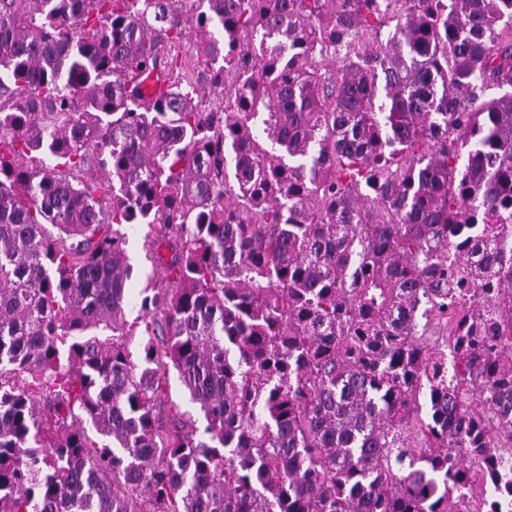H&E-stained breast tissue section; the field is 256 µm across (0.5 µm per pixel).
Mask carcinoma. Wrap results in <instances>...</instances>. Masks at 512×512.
Returning <instances> with one entry per match:
<instances>
[{
    "instance_id": "carcinoma-1",
    "label": "carcinoma",
    "mask_w": 512,
    "mask_h": 512,
    "mask_svg": "<svg viewBox=\"0 0 512 512\" xmlns=\"http://www.w3.org/2000/svg\"><path fill=\"white\" fill-rule=\"evenodd\" d=\"M502 437L512 0H0V512H512ZM159 228L154 226L149 228L147 225L142 224L138 226L136 231L130 232L129 241L127 245V252L130 257L131 263L139 273L137 280L133 283L132 292L136 295L146 285L155 288H164L167 283L162 281L153 273L152 263L150 261V253L148 246H146L147 239L153 238L158 232ZM150 275L151 279L148 281L147 276ZM154 344L159 352L163 362H167L166 373L164 377V399L162 400L157 413L164 421H168L175 414L187 413L196 420V425L202 431L205 425L203 414L200 413L198 406L190 401L189 395L185 390L178 371L173 367L169 359L164 357L166 344L161 336L155 337Z\"/></svg>"
}]
</instances>
